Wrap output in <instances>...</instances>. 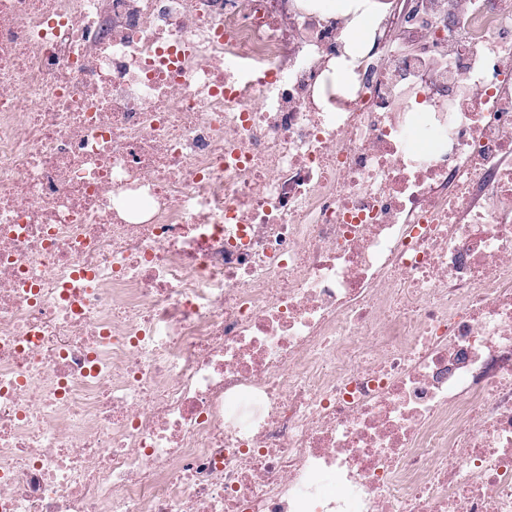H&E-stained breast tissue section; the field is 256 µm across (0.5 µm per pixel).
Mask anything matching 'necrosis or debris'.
Returning <instances> with one entry per match:
<instances>
[{
	"mask_svg": "<svg viewBox=\"0 0 512 512\" xmlns=\"http://www.w3.org/2000/svg\"><path fill=\"white\" fill-rule=\"evenodd\" d=\"M0 0V512H512V0Z\"/></svg>",
	"mask_w": 512,
	"mask_h": 512,
	"instance_id": "necrosis-or-debris-1",
	"label": "necrosis or debris"
}]
</instances>
